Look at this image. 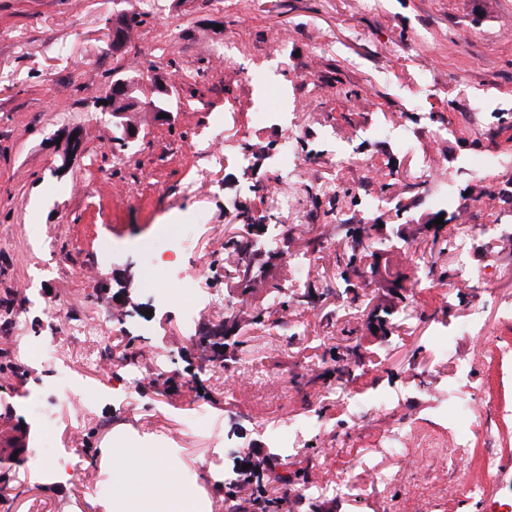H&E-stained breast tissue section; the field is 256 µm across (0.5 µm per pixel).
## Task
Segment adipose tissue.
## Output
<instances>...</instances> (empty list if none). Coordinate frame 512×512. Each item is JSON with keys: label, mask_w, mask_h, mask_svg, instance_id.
Masks as SVG:
<instances>
[{"label": "adipose tissue", "mask_w": 512, "mask_h": 512, "mask_svg": "<svg viewBox=\"0 0 512 512\" xmlns=\"http://www.w3.org/2000/svg\"><path fill=\"white\" fill-rule=\"evenodd\" d=\"M112 512H189L174 466L152 448L119 449Z\"/></svg>", "instance_id": "obj_1"}]
</instances>
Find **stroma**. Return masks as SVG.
Returning a JSON list of instances; mask_svg holds the SVG:
<instances>
[{
  "instance_id": "obj_1",
  "label": "stroma",
  "mask_w": 512,
  "mask_h": 512,
  "mask_svg": "<svg viewBox=\"0 0 512 512\" xmlns=\"http://www.w3.org/2000/svg\"><path fill=\"white\" fill-rule=\"evenodd\" d=\"M131 10L141 22L115 48L110 23ZM508 23L512 0H0V316L21 312L23 338L51 335L43 310L59 308L64 292L107 325L112 349L149 356L159 346L166 361L158 376L146 365L125 375L123 399L104 396L91 420L53 402L57 448L109 483L118 438L161 432L178 482L194 484L207 512H227L246 457L272 452L277 476L261 488L281 500L280 512H512V359L501 358L512 349V319L502 314L512 307L511 242L475 234L462 259L415 234L404 257L419 280L390 335L356 368L345 400L324 398L321 377L381 297L344 292L348 227L413 223L437 210L446 182L456 190L452 211L512 225V168L471 166L512 156ZM132 69L171 78L172 118L146 114L123 148L100 102L114 74ZM259 101L270 119L257 120ZM295 125V153L313 164L306 176L278 165ZM71 128L86 150L60 174L57 137ZM212 141L225 163L207 156ZM325 179L338 183V199L309 193ZM272 186L299 196L310 223L291 227L272 211ZM247 211L263 220L253 239L281 224L279 250L307 254L306 284L288 310L295 336L253 321L256 299L227 272L224 245L242 235ZM181 223L192 224L197 245L187 271L203 272L239 314L234 363L246 380L214 373L223 314L188 323L180 304L160 305L143 281L138 243ZM96 265L98 277L76 273ZM448 270L487 277L452 289ZM20 282L38 303L15 293ZM343 306L348 314L337 316ZM445 335L447 349L438 344ZM49 382L43 363H0V404L12 406L0 436L29 430L0 496L8 512H104L74 485L30 473L39 428L23 407ZM450 390L475 407L463 423L465 457L440 414ZM274 429L294 436V447L273 449ZM398 430L412 437L411 464L389 446ZM490 448L494 470L483 464ZM298 469L306 482H279ZM340 477L354 492L325 493Z\"/></svg>"
}]
</instances>
